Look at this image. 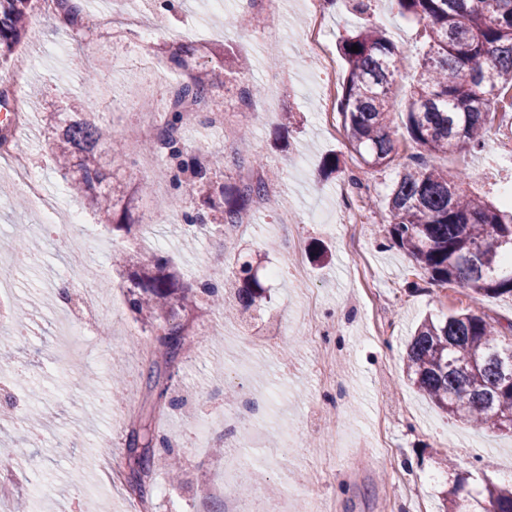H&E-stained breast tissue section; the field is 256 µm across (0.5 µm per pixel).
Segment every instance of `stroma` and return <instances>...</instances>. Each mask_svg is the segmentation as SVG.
Here are the masks:
<instances>
[{
  "mask_svg": "<svg viewBox=\"0 0 512 512\" xmlns=\"http://www.w3.org/2000/svg\"><path fill=\"white\" fill-rule=\"evenodd\" d=\"M149 14L147 45L153 70L137 69L135 35L113 36L89 29L67 34L42 28L40 55H29V40L17 51L28 59L29 82L10 95L14 108L28 112L23 143L47 193L63 196L72 210H84L66 196L53 156L55 113L79 112L104 135L140 124L143 115L128 105L132 91L150 87L155 113L165 112L180 78L170 57L187 51L193 71L212 80L213 106L226 122L246 126L252 151L263 170L280 181V208L259 211L253 223L186 235L182 219L156 221L157 197L148 195L132 211L128 235H112L101 218L86 213L92 233L83 262L93 276L69 285L66 302L56 288L67 283L70 267L62 230L46 233L34 203L16 209L19 189L0 171V246L11 245L13 227L23 224L39 251L28 266L14 269L13 302L29 311L23 329L0 328V457L16 459L17 501H26L32 482L52 486L44 512H130L125 487H113L100 468L111 456L120 472L128 457L122 442L139 413L153 400L146 385L149 368H164L161 355L144 356L133 340L153 342L155 329L132 313L126 302L131 259L142 248L161 249L174 271L190 283L206 279L211 264L232 269L239 254H256L266 297L249 311L225 317L209 301L195 299L185 316L200 340L178 359L170 393L181 410H166L156 431L173 444L157 455L149 482L151 512H196L210 495L224 461V431L250 432L249 420L264 419L265 435L246 455L261 480L245 496L251 512H261L290 496V512H310L312 499L329 512H442L443 493L464 478L471 493L504 482L512 466V435L447 418L408 380L406 344L427 316L473 313L499 326L512 323V297H483L458 283L431 285L403 251L388 242L377 208L393 184L397 166L359 167L343 127L328 129L319 119L328 76L305 49L306 14L301 0H286L282 48L286 64L269 66L270 54L252 43L236 9L219 26L206 24L207 0H131ZM324 38L330 51L366 24L385 29L402 58L399 80L408 83L425 51L422 26L377 0L371 15L351 10L346 0L325 9ZM66 52H57L59 41ZM248 70H239L240 61ZM96 67L111 95L85 94L83 79ZM274 88L276 112L264 113L263 97L252 87ZM487 133L484 152L449 153L437 163L461 174L471 192L500 203L512 194V165L503 161L512 144V102L501 100ZM293 111L291 128L280 115ZM188 150L224 156L225 184L250 177L237 148H225L220 128L206 116L183 130ZM341 172H329L327 159ZM361 187H354L350 175ZM299 240L310 278H271L290 266L289 237ZM107 288L111 327L87 308L85 289ZM122 377L128 392L111 398L112 380ZM210 419L215 437L195 445L188 417ZM390 445L378 447L379 431Z\"/></svg>",
  "mask_w": 512,
  "mask_h": 512,
  "instance_id": "1",
  "label": "stroma"
}]
</instances>
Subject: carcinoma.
Masks as SVG:
<instances>
[{"label": "carcinoma", "mask_w": 512, "mask_h": 512, "mask_svg": "<svg viewBox=\"0 0 512 512\" xmlns=\"http://www.w3.org/2000/svg\"><path fill=\"white\" fill-rule=\"evenodd\" d=\"M32 0H0V57L18 60L21 38L40 37L34 27ZM398 11L424 24L427 50L419 62L406 109L404 139L432 162H405L383 204L391 245L405 251L436 284L457 282L482 296H512V204L497 206L467 194L434 159L484 147L500 94L512 90V0H392ZM358 51H351L352 46ZM347 70L339 110L349 145L359 164L387 167L398 157L391 130L396 110L400 55L373 25L351 31L341 42ZM210 86L188 74L162 115L156 144L164 158L161 176L176 189L174 206L182 207L183 183L190 178L204 195L207 209L184 213L187 226L207 230L219 219L240 223L247 203L264 195L258 177L228 187L220 182L222 160L209 153H188L182 138L185 103L207 104ZM54 157L67 192L103 217L112 231L130 233V209L118 207L117 189L100 165V148L119 152V137L104 141L100 128L77 112L57 115ZM139 271L130 279V309L167 333L157 349L164 361L186 349L187 327L180 310L198 290L209 300L224 299L248 307L266 289L244 261L232 278L219 285L204 280L192 286L171 270L157 251L135 254ZM409 380L449 418L499 428L512 417V338L471 313L424 318L407 345ZM155 407L142 413L138 427L126 435L127 448H166L151 428ZM473 512H512V484L489 483Z\"/></svg>", "instance_id": "obj_1"}]
</instances>
